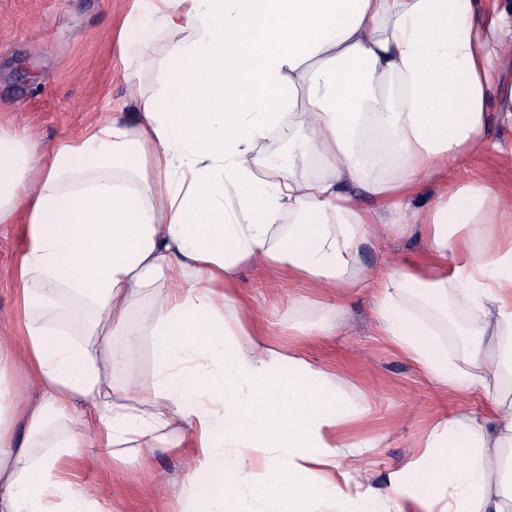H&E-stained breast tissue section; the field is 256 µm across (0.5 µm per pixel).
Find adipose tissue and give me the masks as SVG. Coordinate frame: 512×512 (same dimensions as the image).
<instances>
[{
	"mask_svg": "<svg viewBox=\"0 0 512 512\" xmlns=\"http://www.w3.org/2000/svg\"><path fill=\"white\" fill-rule=\"evenodd\" d=\"M170 43L134 122L100 109L43 151L0 126V224L17 277L30 404L0 378V512H107L83 448L114 462L176 449L183 512H512V205L458 184L419 217L436 260L378 282L358 262L373 217L512 119L497 0H137ZM288 129V160L257 144ZM321 175L298 177V159ZM260 266L326 293L376 288L383 336L447 388L492 393L437 421L415 459L367 481L366 404L345 378L270 347L236 295ZM150 306L133 319L141 300ZM464 314V358L437 337ZM119 336L120 355L100 344ZM150 340L154 383L116 385ZM23 415L13 442L6 426Z\"/></svg>",
	"mask_w": 512,
	"mask_h": 512,
	"instance_id": "ef3b65f1",
	"label": "adipose tissue"
}]
</instances>
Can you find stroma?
I'll return each instance as SVG.
<instances>
[{
  "label": "stroma",
  "mask_w": 512,
  "mask_h": 512,
  "mask_svg": "<svg viewBox=\"0 0 512 512\" xmlns=\"http://www.w3.org/2000/svg\"><path fill=\"white\" fill-rule=\"evenodd\" d=\"M132 7L133 0H0V123L27 129L49 149L76 135L93 109L103 104L134 120L141 97L157 89L169 34L150 32L145 21L130 23ZM146 39L151 45L143 53L139 47ZM126 52L138 57L139 74L133 83L125 76ZM484 137L492 150L467 158L445 179L425 180L408 199L404 232L372 234L360 254L371 276L430 258V242L416 217L434 205L448 185L491 179L512 202V126L491 114ZM25 248L24 225L0 224V337L19 334L13 270ZM238 289L241 300L267 322L271 344L294 348L316 368L352 380V394L369 411L348 434L377 444L368 467L373 485L386 486L390 474L414 459L418 442L438 419L464 405L480 411L489 403L479 390L456 393L442 388L381 336L372 289L342 299L334 328L317 339L296 330L298 324L318 317L326 302L306 284L290 285L246 266L239 272ZM122 474L129 477V485L103 484L98 468L88 463L81 478L99 482L101 500L112 512H181L164 486L165 480L184 476L179 455L159 450L149 465L128 461Z\"/></svg>",
  "instance_id": "35a3bbf8"
}]
</instances>
